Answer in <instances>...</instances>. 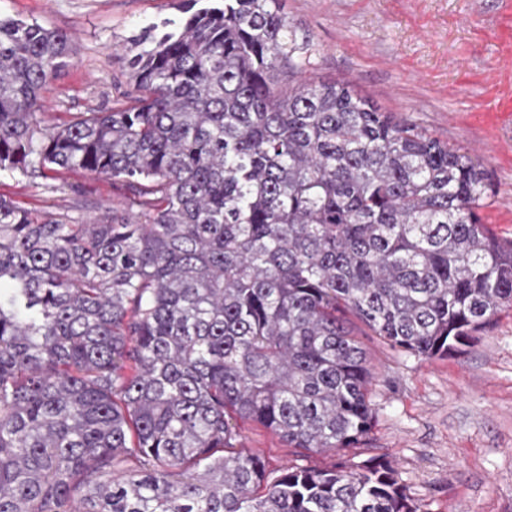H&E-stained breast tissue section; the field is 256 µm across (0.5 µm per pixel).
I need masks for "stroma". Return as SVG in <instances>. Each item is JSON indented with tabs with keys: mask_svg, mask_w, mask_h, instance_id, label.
Listing matches in <instances>:
<instances>
[{
	"mask_svg": "<svg viewBox=\"0 0 512 512\" xmlns=\"http://www.w3.org/2000/svg\"><path fill=\"white\" fill-rule=\"evenodd\" d=\"M180 0H0V16L70 34L74 58L43 97L63 122L99 111L130 89L133 36L182 19ZM311 41L308 77L341 81L384 111L468 152L489 176L479 214L512 240V0H282ZM55 191L0 173L19 206L90 221L119 206L110 180L55 174ZM347 326L373 370L376 425L368 444L324 453L288 447L253 424L238 451L269 469H330L372 456L390 461L425 512H512V308L475 334L464 353L424 358L391 348L356 318Z\"/></svg>",
	"mask_w": 512,
	"mask_h": 512,
	"instance_id": "35a3bbf8",
	"label": "stroma"
}]
</instances>
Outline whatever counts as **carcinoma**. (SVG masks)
Instances as JSON below:
<instances>
[{
  "label": "carcinoma",
  "instance_id": "cac0c4a2",
  "mask_svg": "<svg viewBox=\"0 0 512 512\" xmlns=\"http://www.w3.org/2000/svg\"><path fill=\"white\" fill-rule=\"evenodd\" d=\"M132 39L133 91L49 124L70 35L0 18V173L81 170L87 224L0 194V512H420L379 457L332 469L235 451L366 441L350 314L418 357L512 307L484 171L351 86L279 83L309 43L281 0H224Z\"/></svg>",
  "mask_w": 512,
  "mask_h": 512
}]
</instances>
